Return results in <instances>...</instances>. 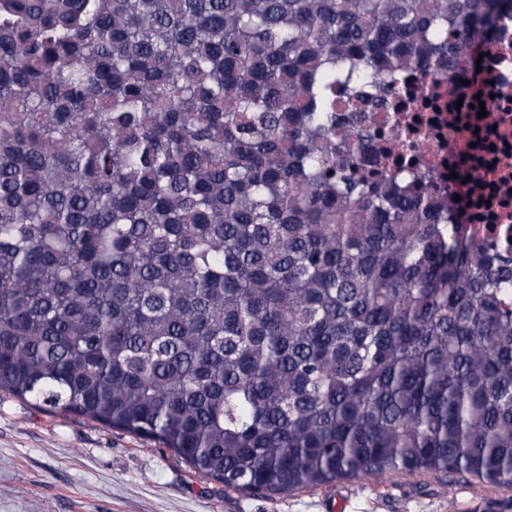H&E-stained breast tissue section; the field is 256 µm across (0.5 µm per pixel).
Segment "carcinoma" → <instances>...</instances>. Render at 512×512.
<instances>
[{"label":"carcinoma","instance_id":"cac0c4a2","mask_svg":"<svg viewBox=\"0 0 512 512\" xmlns=\"http://www.w3.org/2000/svg\"><path fill=\"white\" fill-rule=\"evenodd\" d=\"M512 0H0V390L242 493L512 487V251L364 173Z\"/></svg>","mask_w":512,"mask_h":512}]
</instances>
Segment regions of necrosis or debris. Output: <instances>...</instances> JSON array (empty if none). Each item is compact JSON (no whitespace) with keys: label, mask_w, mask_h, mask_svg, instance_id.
I'll return each instance as SVG.
<instances>
[{"label":"necrosis or debris","mask_w":512,"mask_h":512,"mask_svg":"<svg viewBox=\"0 0 512 512\" xmlns=\"http://www.w3.org/2000/svg\"><path fill=\"white\" fill-rule=\"evenodd\" d=\"M480 69L464 64L434 82L408 71L405 106L393 120L369 113L380 170L431 177L436 193L454 190L449 223L475 241L512 243V13L499 15ZM417 133V147L399 144Z\"/></svg>","instance_id":"4bbe7bcc"}]
</instances>
